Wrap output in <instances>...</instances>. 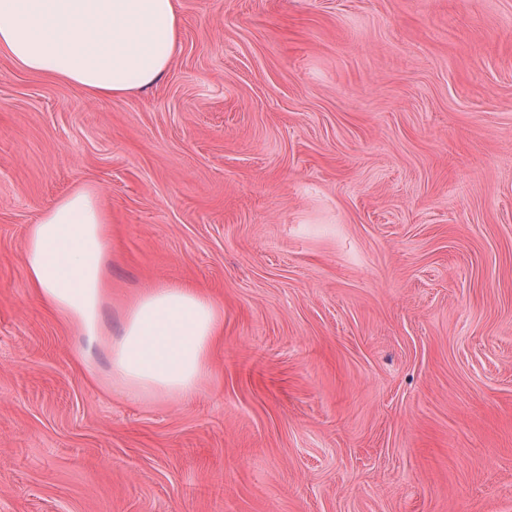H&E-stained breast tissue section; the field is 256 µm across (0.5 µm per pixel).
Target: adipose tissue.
<instances>
[{"label": "adipose tissue", "instance_id": "obj_1", "mask_svg": "<svg viewBox=\"0 0 512 512\" xmlns=\"http://www.w3.org/2000/svg\"><path fill=\"white\" fill-rule=\"evenodd\" d=\"M177 0H0V51L19 67L81 88L93 97L150 87L178 50ZM111 219L91 186L73 189L31 225L25 282L44 306L85 342L104 334ZM224 311L206 291L154 284L128 297L112 340V384L128 396L184 401L211 375V351Z\"/></svg>", "mask_w": 512, "mask_h": 512}]
</instances>
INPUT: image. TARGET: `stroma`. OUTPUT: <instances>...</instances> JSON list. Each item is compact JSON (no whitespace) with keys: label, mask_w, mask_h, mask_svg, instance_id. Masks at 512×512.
Masks as SVG:
<instances>
[{"label":"stroma","mask_w":512,"mask_h":512,"mask_svg":"<svg viewBox=\"0 0 512 512\" xmlns=\"http://www.w3.org/2000/svg\"><path fill=\"white\" fill-rule=\"evenodd\" d=\"M154 86L0 53V512H512V0H179ZM90 185L112 296L224 307L193 398L131 399L24 286Z\"/></svg>","instance_id":"obj_1"}]
</instances>
